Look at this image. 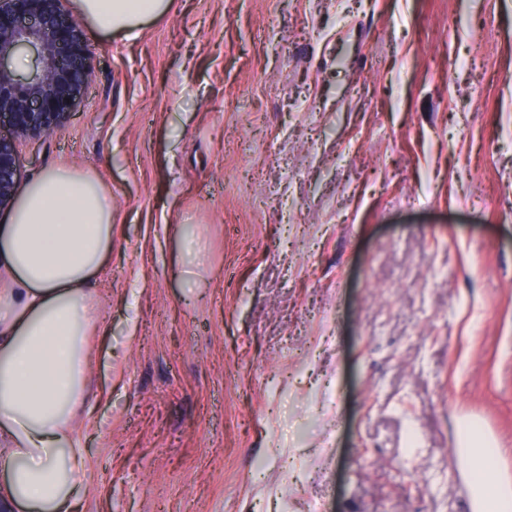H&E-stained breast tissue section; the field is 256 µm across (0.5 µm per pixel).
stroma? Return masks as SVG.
Here are the masks:
<instances>
[{
  "label": "stroma",
  "instance_id": "obj_1",
  "mask_svg": "<svg viewBox=\"0 0 512 512\" xmlns=\"http://www.w3.org/2000/svg\"><path fill=\"white\" fill-rule=\"evenodd\" d=\"M78 20L20 136L112 191L81 512H470L512 476V0H173ZM83 17L96 30L136 38L141 26L170 10L171 0H78ZM459 445L465 451L472 471L474 490L481 503V512H511V477L490 476L483 467L486 448L492 446L491 436L475 434L472 425L464 424L460 431Z\"/></svg>",
  "mask_w": 512,
  "mask_h": 512
}]
</instances>
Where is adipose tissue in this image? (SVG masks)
Here are the masks:
<instances>
[{
	"label": "adipose tissue",
	"instance_id": "1",
	"mask_svg": "<svg viewBox=\"0 0 512 512\" xmlns=\"http://www.w3.org/2000/svg\"><path fill=\"white\" fill-rule=\"evenodd\" d=\"M96 30L137 37L171 0H78ZM112 251V194L98 175L56 166L33 176L0 225V512H78L88 492L77 419L88 410V339L101 313L93 277ZM460 447L481 512H512V479L486 474L492 439L463 425Z\"/></svg>",
	"mask_w": 512,
	"mask_h": 512
}]
</instances>
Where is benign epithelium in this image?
Segmentation results:
<instances>
[{
  "label": "benign epithelium",
  "mask_w": 512,
  "mask_h": 512,
  "mask_svg": "<svg viewBox=\"0 0 512 512\" xmlns=\"http://www.w3.org/2000/svg\"><path fill=\"white\" fill-rule=\"evenodd\" d=\"M40 50V70L22 81L7 69L20 49ZM90 79L81 32L62 0H0V112L17 134L40 135L68 116ZM20 188L14 141L0 135V209L12 205Z\"/></svg>",
  "instance_id": "benign-epithelium-1"
}]
</instances>
